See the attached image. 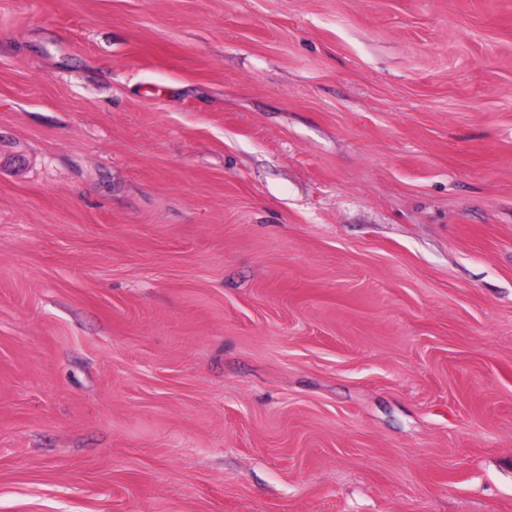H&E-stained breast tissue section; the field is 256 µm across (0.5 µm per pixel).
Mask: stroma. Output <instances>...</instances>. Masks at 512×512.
Segmentation results:
<instances>
[{
    "instance_id": "stroma-1",
    "label": "stroma",
    "mask_w": 512,
    "mask_h": 512,
    "mask_svg": "<svg viewBox=\"0 0 512 512\" xmlns=\"http://www.w3.org/2000/svg\"><path fill=\"white\" fill-rule=\"evenodd\" d=\"M0 512H512V0H0Z\"/></svg>"
}]
</instances>
